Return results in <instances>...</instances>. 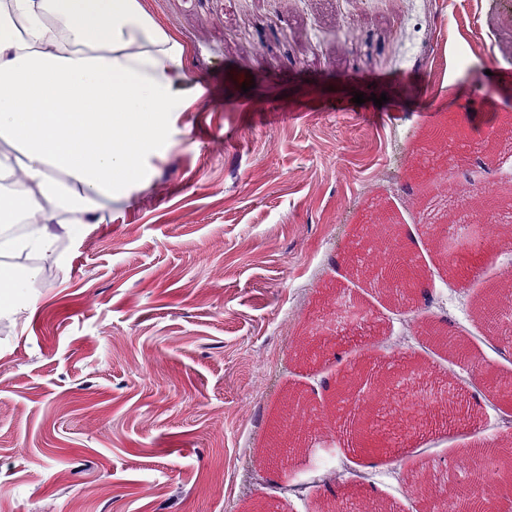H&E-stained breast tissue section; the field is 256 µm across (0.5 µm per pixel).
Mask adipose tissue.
I'll return each mask as SVG.
<instances>
[{
  "label": "adipose tissue",
  "instance_id": "obj_1",
  "mask_svg": "<svg viewBox=\"0 0 512 512\" xmlns=\"http://www.w3.org/2000/svg\"><path fill=\"white\" fill-rule=\"evenodd\" d=\"M182 44L139 0H10L0 13V253H51L48 226L97 223L128 198L191 101Z\"/></svg>",
  "mask_w": 512,
  "mask_h": 512
}]
</instances>
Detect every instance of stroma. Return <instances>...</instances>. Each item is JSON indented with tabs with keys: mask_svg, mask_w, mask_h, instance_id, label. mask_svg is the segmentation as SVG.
Wrapping results in <instances>:
<instances>
[{
	"mask_svg": "<svg viewBox=\"0 0 512 512\" xmlns=\"http://www.w3.org/2000/svg\"><path fill=\"white\" fill-rule=\"evenodd\" d=\"M501 2L139 0L183 44L195 103L173 113L146 188L100 200L102 223L80 235L52 225L57 275L0 315V512H247L258 498L326 512L357 493L430 512L434 494L471 487L462 460L476 444L512 449L470 385L475 365L512 375V341L476 313L512 250L491 239L493 261L456 277L428 216L472 179L501 201L492 223L512 202V141L484 150L512 117ZM491 26L509 53L489 65ZM451 123L475 147L443 187L416 163ZM378 201L425 273L407 320L346 262ZM428 321L464 340L471 367L417 339ZM325 324L318 356H297ZM353 368L370 384L409 368L431 393L456 382L459 405L398 447L357 441L354 405L329 413V435L303 426L305 447L262 463L286 393L328 406ZM356 471L371 482L356 488ZM420 471L431 494L411 487Z\"/></svg>",
	"mask_w": 512,
	"mask_h": 512,
	"instance_id": "1",
	"label": "stroma"
}]
</instances>
